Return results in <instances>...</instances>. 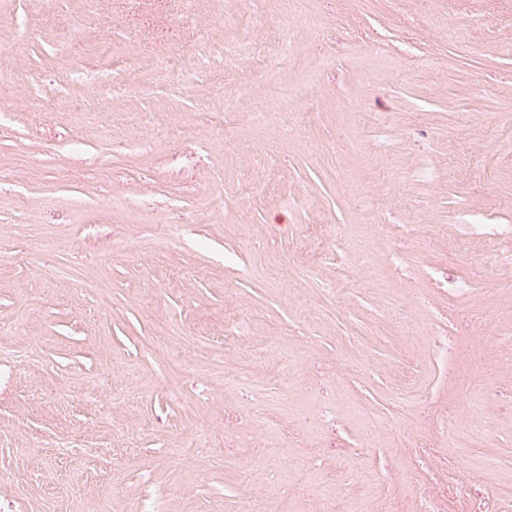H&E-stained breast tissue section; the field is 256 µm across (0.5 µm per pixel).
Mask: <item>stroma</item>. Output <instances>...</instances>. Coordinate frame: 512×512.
I'll list each match as a JSON object with an SVG mask.
<instances>
[{
    "label": "stroma",
    "instance_id": "obj_1",
    "mask_svg": "<svg viewBox=\"0 0 512 512\" xmlns=\"http://www.w3.org/2000/svg\"><path fill=\"white\" fill-rule=\"evenodd\" d=\"M511 231L512 0H0V512H412L441 420L512 482Z\"/></svg>",
    "mask_w": 512,
    "mask_h": 512
}]
</instances>
